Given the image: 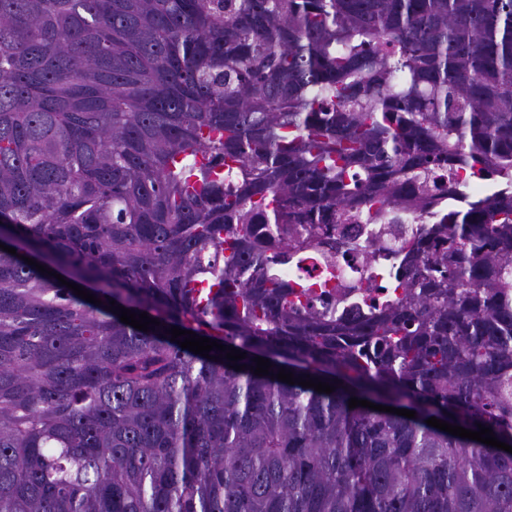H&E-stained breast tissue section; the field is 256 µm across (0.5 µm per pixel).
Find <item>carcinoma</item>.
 <instances>
[{
  "mask_svg": "<svg viewBox=\"0 0 512 512\" xmlns=\"http://www.w3.org/2000/svg\"><path fill=\"white\" fill-rule=\"evenodd\" d=\"M0 243V512H512V0H0ZM403 224H397L393 235L391 236V244L398 248L409 246L415 234L419 232L420 228L427 224H418L421 220L415 215L405 212L403 216ZM359 245L350 242L344 249L336 254V284L343 282L347 284H363L371 283L373 288H352L353 290L347 295L346 299L336 303L338 312H345L346 309L352 308L357 304H363L359 291L364 290V298L375 297L377 303L384 300L389 291L394 288H385L383 285L380 266L375 264L370 254L365 250L368 244L367 237H359ZM276 273L288 280L292 278L306 279L319 282L327 277V270L324 264L315 254H308L302 262H290L288 265H278Z\"/></svg>",
  "mask_w": 512,
  "mask_h": 512,
  "instance_id": "cac0c4a2",
  "label": "carcinoma"
}]
</instances>
